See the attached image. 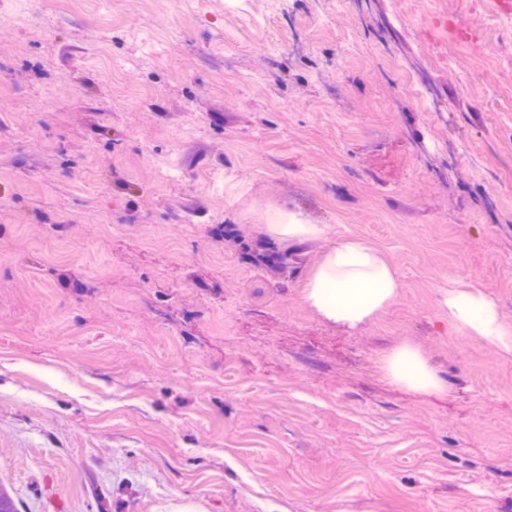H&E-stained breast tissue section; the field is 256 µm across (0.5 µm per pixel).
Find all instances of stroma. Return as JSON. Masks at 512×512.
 <instances>
[{
    "mask_svg": "<svg viewBox=\"0 0 512 512\" xmlns=\"http://www.w3.org/2000/svg\"><path fill=\"white\" fill-rule=\"evenodd\" d=\"M500 0L0 7V486L19 512H512V26ZM429 91L433 110L417 95ZM284 206L327 237L272 240ZM397 301L348 330L330 238ZM417 345L448 385L381 362ZM400 288L397 271L379 250L337 237L309 273L303 299L322 320L356 329L392 305ZM448 327L478 336L500 354L512 356V327L502 320L497 304L478 290L448 287L443 294ZM385 378L392 384L417 394H439L447 386L422 352L411 344H402L382 362Z\"/></svg>",
    "mask_w": 512,
    "mask_h": 512,
    "instance_id": "stroma-1",
    "label": "stroma"
}]
</instances>
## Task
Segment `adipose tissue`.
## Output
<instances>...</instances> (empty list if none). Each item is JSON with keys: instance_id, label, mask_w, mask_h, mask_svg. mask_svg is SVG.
I'll use <instances>...</instances> for the list:
<instances>
[{"instance_id": "adipose-tissue-1", "label": "adipose tissue", "mask_w": 512, "mask_h": 512, "mask_svg": "<svg viewBox=\"0 0 512 512\" xmlns=\"http://www.w3.org/2000/svg\"><path fill=\"white\" fill-rule=\"evenodd\" d=\"M266 230L277 241L302 243L324 236L325 226L307 222L284 207L267 217ZM401 282L381 252L365 242L339 237L322 254L303 287L305 303L324 321L351 329L372 321L392 305ZM448 325L478 336L500 354L512 356V327L502 320L497 304L478 290L449 288L443 294ZM385 378L417 394H439L447 386L422 352L402 344L382 362Z\"/></svg>"}]
</instances>
